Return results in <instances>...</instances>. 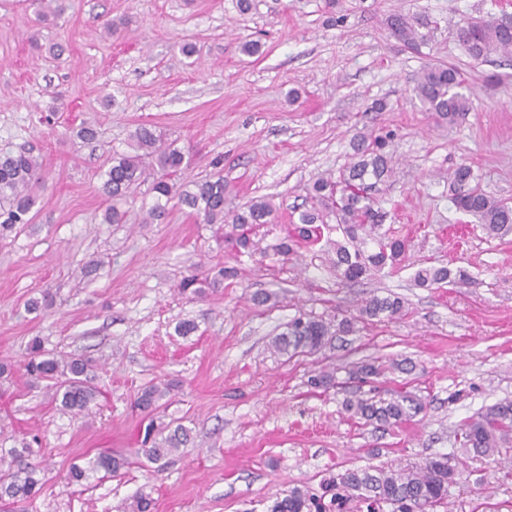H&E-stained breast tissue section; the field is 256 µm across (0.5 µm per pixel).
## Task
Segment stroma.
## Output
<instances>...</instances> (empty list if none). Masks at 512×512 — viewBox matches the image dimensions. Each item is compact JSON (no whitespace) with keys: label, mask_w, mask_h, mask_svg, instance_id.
<instances>
[{"label":"stroma","mask_w":512,"mask_h":512,"mask_svg":"<svg viewBox=\"0 0 512 512\" xmlns=\"http://www.w3.org/2000/svg\"><path fill=\"white\" fill-rule=\"evenodd\" d=\"M512 0H58L37 17L31 0H0V152L32 147L45 180L31 223L0 237V448L33 440L45 469L39 495L11 512H114L150 495L153 512H266L294 486L328 472L414 465L445 455L463 464L450 512H512V465L464 453L463 419L512 399V235L487 237L456 211L448 178L470 165L481 187L512 199V61L474 60L454 30L500 14ZM429 16L428 44L393 36L390 15ZM113 30H106V23ZM260 41L261 55L241 53ZM196 53L181 55L182 44ZM457 68L471 108L455 125L423 110L413 88L432 64ZM98 136L76 137L83 123ZM150 125L188 157L181 182L223 178L227 209L270 196L273 223L252 236V254L216 239L217 227L170 203L143 223L147 184L134 188L124 223L106 224L101 186L113 152ZM391 133L394 176L379 193L391 234L407 241L402 269L365 284L337 283L322 248L289 257L275 247L296 222L312 180L339 173L362 135ZM448 264L476 279L464 288H419L415 269ZM214 266L236 278L204 295L181 293L187 276ZM269 293L267 304L252 297ZM396 293L404 317L357 321L371 294ZM53 300L31 312L30 300ZM349 319L321 350L295 357L272 338L297 312ZM190 320L193 333L177 335ZM64 359L93 361L95 405L74 417L53 389L31 385L33 339ZM374 359L375 383L347 370ZM410 360L403 373L393 361ZM336 367V386L311 391L314 370ZM166 388L153 413L140 390ZM407 390L425 400L413 421L386 430L344 410L361 392ZM183 425L191 442L157 468L137 450L144 426ZM127 458L118 474L70 482L72 464L100 451Z\"/></svg>","instance_id":"1"}]
</instances>
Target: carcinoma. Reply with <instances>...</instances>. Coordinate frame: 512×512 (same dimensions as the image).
Instances as JSON below:
<instances>
[{"instance_id": "carcinoma-1", "label": "carcinoma", "mask_w": 512, "mask_h": 512, "mask_svg": "<svg viewBox=\"0 0 512 512\" xmlns=\"http://www.w3.org/2000/svg\"><path fill=\"white\" fill-rule=\"evenodd\" d=\"M427 17L414 19L397 13L389 16L387 25L392 34L404 44L418 47L427 41L421 28L432 26ZM456 36L466 53L475 60L491 55H512V22L500 17L467 18L457 28ZM462 80L454 67L428 66L416 80L414 92L428 112L442 122L453 124L470 110L469 98L461 92ZM391 134L362 136L354 144L352 161L339 176H319L309 188L311 205L298 215L293 232L276 245V254L286 257L295 253L298 243H317L323 230L338 229L342 239L333 245L330 262L336 277L344 283H358L384 269L401 265L406 242L383 229L386 213L378 205L371 191L392 178L393 166L388 151ZM132 149L113 155L105 172L102 193L110 205L104 210L103 222L122 223L125 212L122 205L131 189L143 181V156L155 159L160 170L149 188L154 204L144 223L162 220L169 203H178L202 217L205 224H216L218 230L228 226L231 231L222 235L238 253H251V235L255 227L269 224L276 207L268 199L256 200L233 212L224 213V179H205L185 189L174 183V177L188 164L181 149L168 143L163 135L147 127H139L133 135ZM44 179L43 165L30 150L0 153V236L18 224L28 223L27 215L35 206L37 197L33 188ZM451 200L456 209L476 219L485 234L498 237L512 232V204L485 193L477 184L470 166L461 164L450 176ZM334 217L336 226L328 224ZM238 276L235 268H218L213 275L199 277L192 274L182 280L180 291L194 295L204 288H219L227 277ZM417 286L431 288L445 284L467 285L471 277L464 269L448 266H427L414 275ZM359 317L367 320H392L404 315L405 302L395 295H371L362 301ZM331 334V323L301 314L273 340L281 354L295 356L313 353L323 347ZM89 361L72 359L62 361L44 350L42 341L35 338L27 348L26 374L37 381H47L54 390L59 409L79 416L89 410L98 390L87 380ZM381 367L363 363L349 371V378L369 383L380 376ZM308 385L327 391L336 386L334 372L321 369L308 379ZM164 391L156 385L148 386L138 394L136 406L146 412L156 409ZM345 410L369 425L386 429L408 422L424 410V405L412 395L398 393L388 399L358 395L345 402ZM460 445L476 456L495 457L512 450V400L503 399L493 406L465 420L459 428ZM190 440L189 430L179 425L167 432L149 424L141 441V452L152 463L163 468L166 461ZM31 445L22 442L19 448L0 453V501L27 500L36 497L43 483L38 478L39 466L25 462ZM128 464L127 459L101 453L87 465L75 464L69 470V480L79 483L88 474L100 469L116 473ZM462 471L450 466L448 458H427L406 469L365 468L347 469L321 481L322 494L306 486H295L288 494L272 502L267 512H348L349 504H366L367 512H435L447 507L449 488L458 483Z\"/></svg>"}]
</instances>
